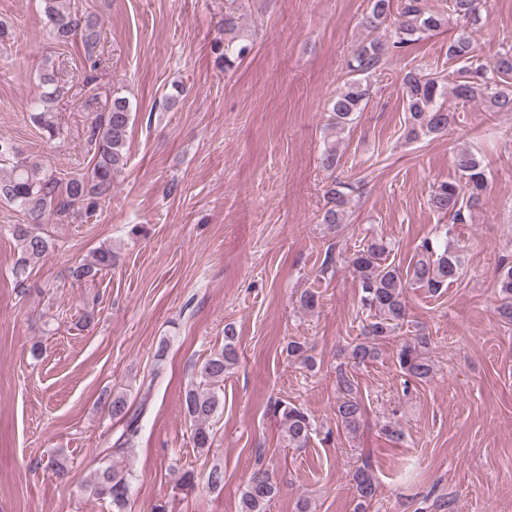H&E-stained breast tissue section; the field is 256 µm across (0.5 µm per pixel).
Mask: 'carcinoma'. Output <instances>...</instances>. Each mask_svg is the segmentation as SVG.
I'll return each mask as SVG.
<instances>
[{
  "label": "carcinoma",
  "mask_w": 512,
  "mask_h": 512,
  "mask_svg": "<svg viewBox=\"0 0 512 512\" xmlns=\"http://www.w3.org/2000/svg\"><path fill=\"white\" fill-rule=\"evenodd\" d=\"M486 0H451L452 13L470 21L480 16ZM44 14L54 38L66 42L81 36L87 51L97 43V32L90 17L73 10L64 0H43ZM449 17L428 11L422 0H371L370 11L362 19V26L373 38L360 45L349 63L350 77L336 91L328 106L327 126L332 133H344L355 120V115L365 110L369 101L368 79L380 69L387 54L399 55L424 36L439 32L448 25ZM244 41L224 40L221 58L224 68L231 69L249 54ZM448 60L461 64L455 73L459 80L448 86L444 78L433 73L411 70L402 78L403 99L409 112V134H445L453 123L452 111L441 101L453 95L456 105L466 107L473 100H481L489 112H512V49L497 54L493 64L482 62L472 36L461 32L448 44ZM49 93L31 108V120L53 138L59 129L49 120L45 111ZM132 126L129 99L119 90L112 92L103 113L92 119L87 131V145L92 151L91 169L68 179L57 177L37 163L14 160L15 147L9 140L0 138V161H14L10 172L0 174V200L16 205L27 217V223L12 225V235L18 242L20 257L15 273H25L29 263L48 251L46 238L31 231L30 225L42 223L49 212L65 215L79 205L92 209L99 201L112 197L113 176L127 164L126 147ZM458 177L438 184L431 202L437 211L448 215L452 221H461L464 211L482 205L487 176L482 160L469 149H460L453 155ZM343 182L331 183L328 190L335 206L326 210L323 221L335 226L343 223L344 193L336 189ZM389 252L387 243L373 239L366 247L349 258L354 279L360 288L361 308L368 311L371 321L363 325L365 340L349 344L348 363L360 366L378 357L377 341L395 333L408 315L406 290L415 285L437 293L448 283L459 278L464 261L459 250L448 247V236L427 238L421 245L422 257L403 272L399 267L382 264ZM116 255L112 248L100 246L93 251L92 260L73 269L77 280L95 276L112 267ZM499 304L498 316L512 322V263H501L496 271ZM428 341L416 336L402 343L397 353L400 369L407 376L426 381L433 377L434 363L428 357ZM168 345L159 344L153 369L143 378L137 391V404L128 402L123 393L106 394L102 406L118 432L112 442V461L100 462L91 469L86 488L98 500L112 507V512H128L130 509L131 474L122 466L120 459L128 453V445L140 434V423L151 408L154 389L164 361ZM288 356L312 367L314 363L306 355L305 343L292 340L287 346ZM238 336L235 328L224 326V346L206 358L194 372L193 380L186 387L182 398V410L191 424L195 447L203 449L212 445L213 422L224 411L222 386L224 375L238 363ZM336 388L340 394L336 403L337 429L347 435H355L364 422L365 408L358 396L355 377L347 370H339ZM283 428L284 441L292 448L305 447L316 425L303 407L281 402L276 406ZM361 503L372 501L377 487L368 465L356 469L352 475ZM278 494V485L269 470L255 469L240 497V512H268L272 500Z\"/></svg>",
  "instance_id": "obj_1"
}]
</instances>
